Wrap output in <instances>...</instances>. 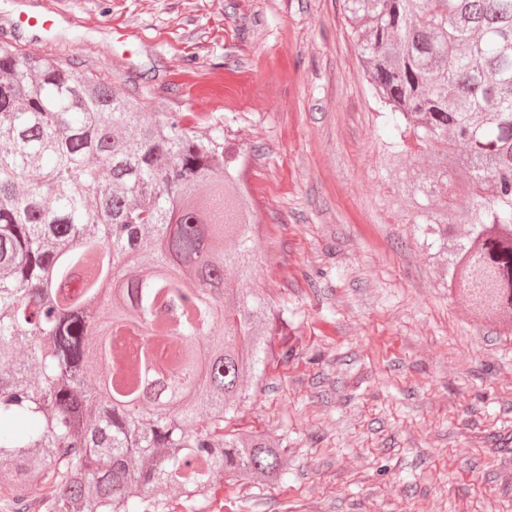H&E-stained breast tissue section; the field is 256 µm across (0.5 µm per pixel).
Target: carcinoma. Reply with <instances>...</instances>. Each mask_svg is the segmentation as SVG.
Instances as JSON below:
<instances>
[{
    "label": "carcinoma",
    "mask_w": 512,
    "mask_h": 512,
    "mask_svg": "<svg viewBox=\"0 0 512 512\" xmlns=\"http://www.w3.org/2000/svg\"><path fill=\"white\" fill-rule=\"evenodd\" d=\"M345 2L411 223L471 314L512 331V0ZM408 137L427 168L404 167ZM245 157L0 43V501L47 483V512H165L159 488L284 478L283 442L224 432L288 355V309L252 285Z\"/></svg>",
    "instance_id": "1"
}]
</instances>
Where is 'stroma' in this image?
I'll list each match as a JSON object with an SVG mask.
<instances>
[{
	"label": "stroma",
	"mask_w": 512,
	"mask_h": 512,
	"mask_svg": "<svg viewBox=\"0 0 512 512\" xmlns=\"http://www.w3.org/2000/svg\"><path fill=\"white\" fill-rule=\"evenodd\" d=\"M0 42L249 150L255 286L292 326L230 427L283 438L288 471L166 512H512V334L458 305L411 224L344 0H0Z\"/></svg>",
	"instance_id": "obj_1"
}]
</instances>
